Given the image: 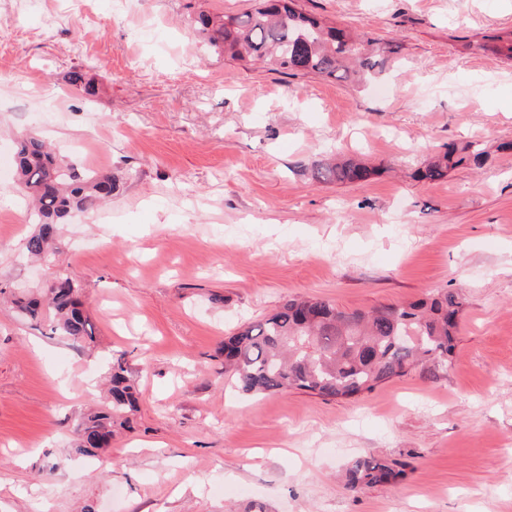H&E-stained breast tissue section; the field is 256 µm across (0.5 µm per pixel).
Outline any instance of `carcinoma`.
I'll list each match as a JSON object with an SVG mask.
<instances>
[{
    "label": "carcinoma",
    "mask_w": 512,
    "mask_h": 512,
    "mask_svg": "<svg viewBox=\"0 0 512 512\" xmlns=\"http://www.w3.org/2000/svg\"><path fill=\"white\" fill-rule=\"evenodd\" d=\"M196 30L224 55L260 61L289 75L320 74L366 84L385 73L397 49L368 36L356 37L300 12L295 0H257L242 14L202 13ZM489 155L473 142L450 141L444 151L418 167L420 181L436 182L461 166L482 167ZM311 178L319 183L361 184L379 168L353 156L310 160ZM117 178L56 161L46 145L28 137L16 157V187L34 206L35 231L25 241L31 258L52 262L61 226L75 210H88L112 196ZM84 288L69 272L56 275L45 298L21 295L14 304L25 320L48 318L50 331L74 342L91 341L93 325L84 311ZM464 298L441 288L406 305H383L345 312L319 297L294 299L278 311L244 323L224 337L221 355L235 387L258 396L287 390L325 399H349L370 392L419 366L431 376L448 365L457 347ZM110 387L75 429L71 452L90 455L107 447L115 432L132 428L139 393L128 376L125 355L111 360ZM397 463L365 455L345 470L347 488L360 490L396 484Z\"/></svg>",
    "instance_id": "obj_1"
}]
</instances>
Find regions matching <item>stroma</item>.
<instances>
[{
	"instance_id": "1",
	"label": "stroma",
	"mask_w": 512,
	"mask_h": 512,
	"mask_svg": "<svg viewBox=\"0 0 512 512\" xmlns=\"http://www.w3.org/2000/svg\"><path fill=\"white\" fill-rule=\"evenodd\" d=\"M297 5L393 44L398 63L360 86L199 44L195 14L252 0H0V282L36 293L72 272L96 328L80 346L0 303V512H512V60L488 49L512 0ZM29 133L121 177L71 215L50 266L21 257ZM451 140L490 162L415 180ZM329 147L382 172L315 182L304 165ZM440 288L465 304L437 377L326 400L247 396L224 376L225 335L288 299L368 310ZM121 353L135 428L73 455ZM366 454L403 478L350 491L341 473Z\"/></svg>"
}]
</instances>
